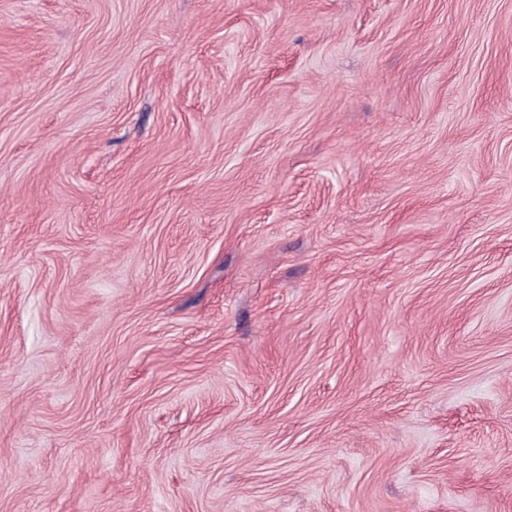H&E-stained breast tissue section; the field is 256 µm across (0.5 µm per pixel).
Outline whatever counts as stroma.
<instances>
[{
    "label": "stroma",
    "mask_w": 512,
    "mask_h": 512,
    "mask_svg": "<svg viewBox=\"0 0 512 512\" xmlns=\"http://www.w3.org/2000/svg\"><path fill=\"white\" fill-rule=\"evenodd\" d=\"M0 512H512V0H0Z\"/></svg>",
    "instance_id": "stroma-1"
}]
</instances>
